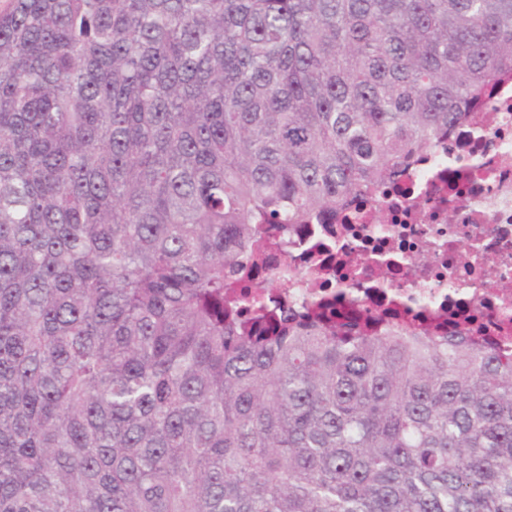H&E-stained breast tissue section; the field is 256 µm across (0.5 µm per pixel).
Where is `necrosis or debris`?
<instances>
[{"label":"necrosis or debris","instance_id":"1","mask_svg":"<svg viewBox=\"0 0 512 512\" xmlns=\"http://www.w3.org/2000/svg\"><path fill=\"white\" fill-rule=\"evenodd\" d=\"M238 294L245 309L326 301L350 328L400 320L512 352V83L377 198L295 225L287 252Z\"/></svg>","mask_w":512,"mask_h":512}]
</instances>
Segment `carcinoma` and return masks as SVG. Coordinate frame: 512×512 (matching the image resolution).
<instances>
[{"instance_id": "obj_1", "label": "carcinoma", "mask_w": 512, "mask_h": 512, "mask_svg": "<svg viewBox=\"0 0 512 512\" xmlns=\"http://www.w3.org/2000/svg\"><path fill=\"white\" fill-rule=\"evenodd\" d=\"M509 79L512 0H9L0 512H512L511 357L231 292Z\"/></svg>"}]
</instances>
